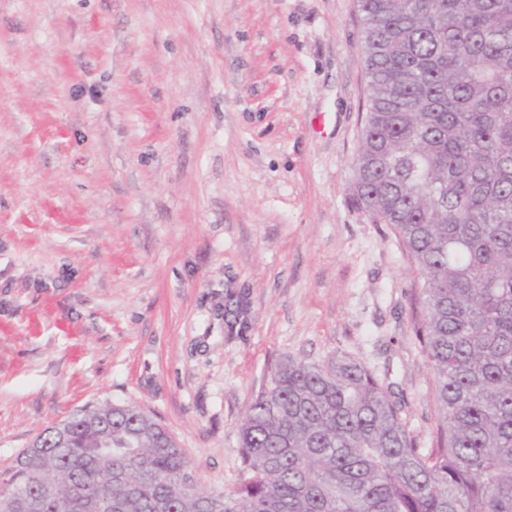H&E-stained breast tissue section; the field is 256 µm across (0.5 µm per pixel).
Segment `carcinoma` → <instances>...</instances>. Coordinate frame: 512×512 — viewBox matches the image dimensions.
<instances>
[{
    "mask_svg": "<svg viewBox=\"0 0 512 512\" xmlns=\"http://www.w3.org/2000/svg\"><path fill=\"white\" fill-rule=\"evenodd\" d=\"M370 78L352 198L420 281L436 448L359 360L287 359L249 406L241 468L202 489L135 405L27 449L0 512H512V0H355Z\"/></svg>",
    "mask_w": 512,
    "mask_h": 512,
    "instance_id": "carcinoma-1",
    "label": "carcinoma"
}]
</instances>
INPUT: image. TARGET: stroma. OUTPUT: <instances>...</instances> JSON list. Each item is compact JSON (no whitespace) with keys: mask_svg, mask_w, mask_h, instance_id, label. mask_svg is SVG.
<instances>
[{"mask_svg":"<svg viewBox=\"0 0 512 512\" xmlns=\"http://www.w3.org/2000/svg\"><path fill=\"white\" fill-rule=\"evenodd\" d=\"M368 95L354 0H0V489L106 404L230 489L289 357L360 360L434 448L417 276L352 203Z\"/></svg>","mask_w":512,"mask_h":512,"instance_id":"35a3bbf8","label":"stroma"}]
</instances>
